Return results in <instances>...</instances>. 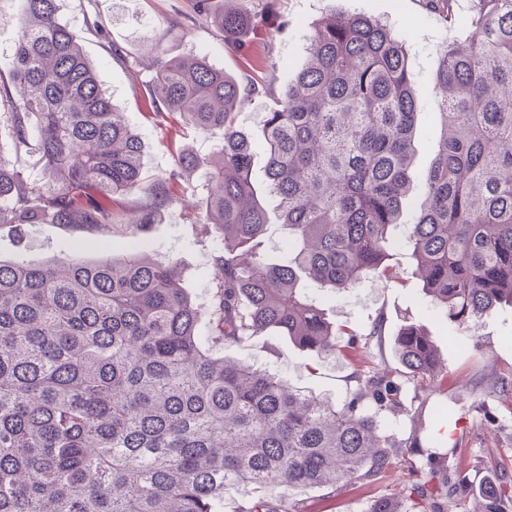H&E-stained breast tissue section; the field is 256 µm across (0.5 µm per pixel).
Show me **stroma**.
Masks as SVG:
<instances>
[{"mask_svg": "<svg viewBox=\"0 0 512 512\" xmlns=\"http://www.w3.org/2000/svg\"><path fill=\"white\" fill-rule=\"evenodd\" d=\"M244 5L256 14L257 22L243 34L236 49L225 44L209 19L195 13L190 0H65L63 16L78 29L83 51L96 65L100 83L142 137L146 178L172 170L180 151L205 156L219 141L218 135L187 128L179 116L158 120L148 113L144 102L155 76V57L202 55L247 84L266 70L273 73L274 86L279 89L293 79L307 57L306 33L333 8L380 20L405 45L411 79L421 97L413 170L419 175L430 168L442 135L434 77L442 49L470 31V0H453L452 16L446 22L426 11L421 0H245ZM19 12V0H0V80L5 82L10 79ZM94 13L112 18L108 35L85 26V17ZM137 14L149 18L150 26L137 25L133 20ZM272 105L269 93H259L237 118L239 129L253 144V178L259 183L265 180L266 164L259 120L261 112ZM200 202V195L185 191L162 221L121 234L34 224L20 238L3 226L0 259H63L76 253L96 261L140 249L154 260L177 262L184 287L203 302L214 275L213 258L224 244L199 224ZM391 263L400 282L369 279L326 305L330 319L345 331L337 339L342 346L347 333H364L372 319L384 316L382 336L371 339L364 355L354 360L341 354L322 357L288 337L265 333L243 345L225 347V358L246 361L277 374L295 389L340 404L354 388L351 374L356 368L396 367L394 339L404 325L415 324L434 341L448 371V383L430 394L406 384V410L386 416L387 431L402 438L415 427H424L429 438L424 448L429 451L434 442L447 440L449 422L459 421L452 462L466 469L472 485L480 486L503 471L512 475V409L500 403L494 387L497 377L512 374V306H500L474 325L451 324L430 304L421 281L412 275L409 253L394 250ZM489 412L495 422L486 421ZM413 476V467L404 463L369 488L354 485L339 494L298 490L291 498L302 512H369L378 496L400 499Z\"/></svg>", "mask_w": 512, "mask_h": 512, "instance_id": "1", "label": "stroma"}]
</instances>
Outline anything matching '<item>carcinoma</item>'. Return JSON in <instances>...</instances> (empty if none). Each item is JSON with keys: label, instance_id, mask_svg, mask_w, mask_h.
I'll list each match as a JSON object with an SVG mask.
<instances>
[{"label": "carcinoma", "instance_id": "1", "mask_svg": "<svg viewBox=\"0 0 512 512\" xmlns=\"http://www.w3.org/2000/svg\"><path fill=\"white\" fill-rule=\"evenodd\" d=\"M13 98L0 90L15 147L47 172L27 185L0 155V224L127 227L112 196L144 190L133 225L154 224L180 175L205 170L199 223L224 243L206 305L177 263L137 251L88 262L0 259V512H224L229 485L250 487L238 512H293L287 492L371 487L421 454L419 437L386 434L381 415L405 410V383L446 379L437 349L408 325L401 369L355 371L341 405L274 375L224 360L226 344L272 332L302 348L338 351L336 325L310 297L336 296L406 247L433 306L458 324L512 305V0H471L472 35L441 53L435 85L449 134L420 175L422 200L401 223L413 186L420 98L408 53L387 25L332 11L306 34L308 59L263 113L265 183L236 116L259 88L204 56L157 59L151 100L200 133L223 132L207 156L182 154L141 188L143 143L100 84L65 0H20ZM192 0L224 39L253 18ZM288 253L259 248L271 217ZM209 335H200L202 321ZM403 488L411 512H451L470 481L423 459ZM476 512H512L507 474L477 489Z\"/></svg>", "mask_w": 512, "mask_h": 512}]
</instances>
